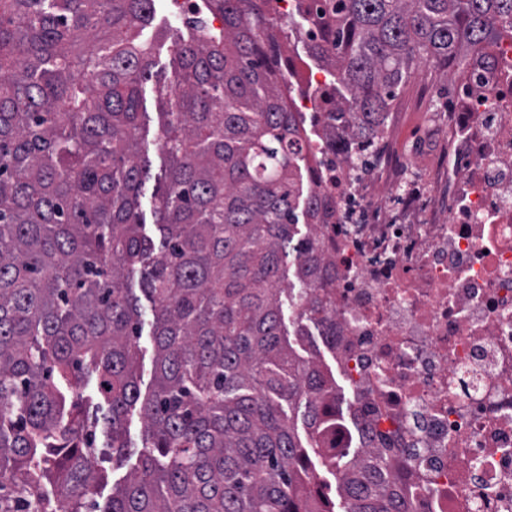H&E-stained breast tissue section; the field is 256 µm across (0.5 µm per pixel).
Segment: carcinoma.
Listing matches in <instances>:
<instances>
[{
    "label": "carcinoma",
    "mask_w": 512,
    "mask_h": 512,
    "mask_svg": "<svg viewBox=\"0 0 512 512\" xmlns=\"http://www.w3.org/2000/svg\"><path fill=\"white\" fill-rule=\"evenodd\" d=\"M200 2L207 20L178 30L158 85L149 235L138 130L154 0H0V512H335L320 468L344 512H409L386 451L325 453L336 382L282 330L283 257L305 290L321 270L316 238L296 237L299 199L309 224L321 200L286 44L327 69L349 150L417 63L451 68L512 39V0ZM135 279L153 315L144 393ZM297 311L328 319L317 297ZM92 381L113 464L132 456L128 413L144 418V451L102 509Z\"/></svg>",
    "instance_id": "cac0c4a2"
}]
</instances>
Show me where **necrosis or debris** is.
Masks as SVG:
<instances>
[{
  "label": "necrosis or debris",
  "mask_w": 512,
  "mask_h": 512,
  "mask_svg": "<svg viewBox=\"0 0 512 512\" xmlns=\"http://www.w3.org/2000/svg\"><path fill=\"white\" fill-rule=\"evenodd\" d=\"M456 85L400 164L394 116L346 156L300 98L325 205L322 343L351 391L326 442L407 463L411 512H512V41Z\"/></svg>",
  "instance_id": "4bbe7bcc"
}]
</instances>
